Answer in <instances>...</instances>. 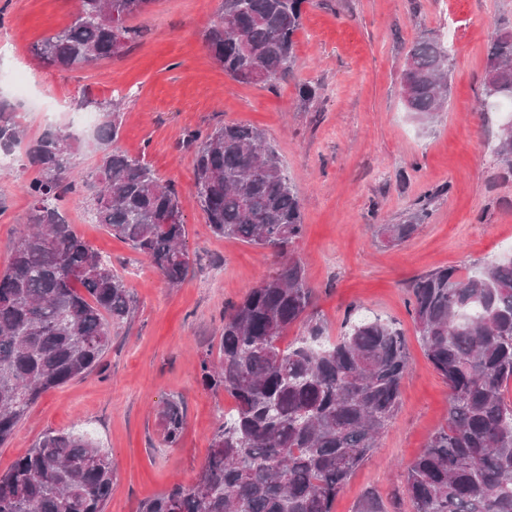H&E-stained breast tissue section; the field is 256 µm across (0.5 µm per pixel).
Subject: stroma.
I'll return each mask as SVG.
<instances>
[{
	"instance_id": "stroma-1",
	"label": "stroma",
	"mask_w": 512,
	"mask_h": 512,
	"mask_svg": "<svg viewBox=\"0 0 512 512\" xmlns=\"http://www.w3.org/2000/svg\"><path fill=\"white\" fill-rule=\"evenodd\" d=\"M222 0H156L132 18L143 35L124 55L84 70L45 69L32 47L68 25L79 0H0V96L13 100L29 134L68 122L83 101H117V147L148 163L176 189L187 229L189 272L178 287L124 240L92 223L83 200L69 205L74 231L111 259L136 309L112 329L101 365L45 393L0 446V473L47 431L81 430L114 462L106 512H138L173 484L194 485L212 435L234 405L201 382V356L218 350L224 315L276 266L269 252L212 234L195 199L199 130L240 122L276 146L302 199L306 226L296 248L328 336L359 308L392 321L408 339L401 405L377 448L336 497L354 512L378 491L387 512H410L404 469L448 420V387L426 360L409 312L407 283L450 265L474 269L512 252V157L497 155L501 106L478 108L491 38L512 28V0H306L297 66L275 90L238 83L205 41ZM448 46L453 66L443 112L406 111L400 88L406 53L420 35ZM317 87L309 101L301 84ZM26 174L0 169V269L30 199ZM429 215L406 242L380 233L403 224L418 202ZM183 399L186 424L174 447L161 443L157 410Z\"/></svg>"
}]
</instances>
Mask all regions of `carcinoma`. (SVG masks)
Listing matches in <instances>:
<instances>
[{"instance_id": "1", "label": "carcinoma", "mask_w": 512, "mask_h": 512, "mask_svg": "<svg viewBox=\"0 0 512 512\" xmlns=\"http://www.w3.org/2000/svg\"><path fill=\"white\" fill-rule=\"evenodd\" d=\"M155 0H80L75 19L45 36L33 54L47 69L73 71L122 55L143 31L126 25ZM306 0H222L206 32L214 61L233 80L275 87L293 72L295 36ZM451 57L435 38L410 46L401 73L409 112H440ZM512 89V29L488 49L480 106ZM98 158L75 173L82 142L48 126L28 138L16 107L0 99V155H18L31 200L0 271V445L50 390L98 367L111 329L134 313V299L109 259L72 230L66 206L88 184L91 220L128 241L172 287L190 257L173 185L115 147L120 113L100 103ZM196 199L210 231L270 252L276 271L249 288L224 315L218 359L200 360L201 379L236 403L214 432L193 486L175 484L139 512H332L349 476L377 447L399 408L409 370L407 341L393 324L350 310L336 342L310 316L313 291L295 258L303 238L302 203L265 134L228 123L191 137ZM427 217L385 224L392 243L409 239ZM415 331L433 369L448 384V422L406 467L411 512H512V259L477 272L446 267L409 285ZM304 327L281 346L288 328ZM162 442L184 429L180 403L158 414ZM114 466L89 436L47 432L0 474V512H105Z\"/></svg>"}]
</instances>
